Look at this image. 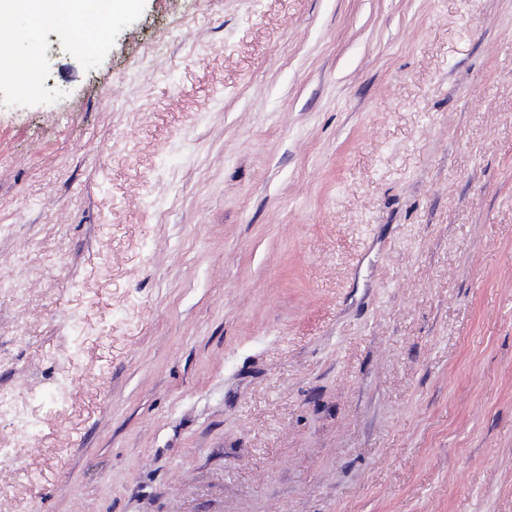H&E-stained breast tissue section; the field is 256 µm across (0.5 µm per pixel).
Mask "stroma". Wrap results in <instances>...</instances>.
Masks as SVG:
<instances>
[{
    "mask_svg": "<svg viewBox=\"0 0 512 512\" xmlns=\"http://www.w3.org/2000/svg\"><path fill=\"white\" fill-rule=\"evenodd\" d=\"M0 70V512H512V0H135Z\"/></svg>",
    "mask_w": 512,
    "mask_h": 512,
    "instance_id": "1",
    "label": "stroma"
}]
</instances>
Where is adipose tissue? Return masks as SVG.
I'll list each match as a JSON object with an SVG mask.
<instances>
[{
    "mask_svg": "<svg viewBox=\"0 0 512 512\" xmlns=\"http://www.w3.org/2000/svg\"><path fill=\"white\" fill-rule=\"evenodd\" d=\"M131 5V0H0V16L15 19L12 37L21 42L30 36L29 22L49 24L67 33L92 24L100 14H112Z\"/></svg>",
    "mask_w": 512,
    "mask_h": 512,
    "instance_id": "obj_1",
    "label": "adipose tissue"
}]
</instances>
